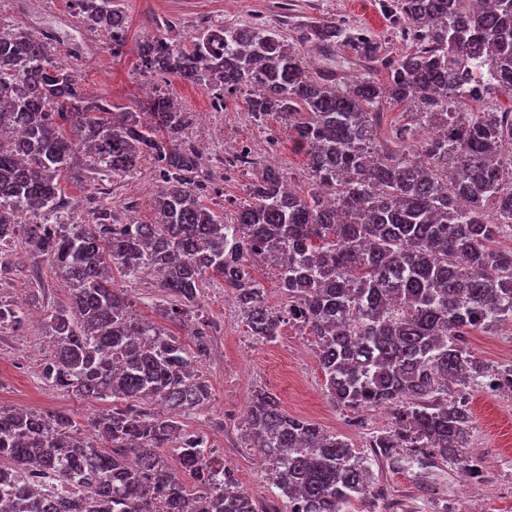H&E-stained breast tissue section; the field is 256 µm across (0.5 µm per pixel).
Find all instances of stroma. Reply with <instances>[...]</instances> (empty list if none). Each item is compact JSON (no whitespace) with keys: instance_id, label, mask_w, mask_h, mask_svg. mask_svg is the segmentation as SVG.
Masks as SVG:
<instances>
[{"instance_id":"obj_1","label":"stroma","mask_w":512,"mask_h":512,"mask_svg":"<svg viewBox=\"0 0 512 512\" xmlns=\"http://www.w3.org/2000/svg\"><path fill=\"white\" fill-rule=\"evenodd\" d=\"M128 18L127 46L122 56H113L110 39L103 33L82 29L68 9L67 0H0V22L49 36L69 54V64L82 88L124 109L136 107L146 91L166 93L196 119L185 132L195 145H208L214 131L226 142L254 145L259 166H275L287 172L292 185L307 188L308 175L303 151L288 128L254 121L247 111L245 93L230 96L223 109H215L206 90L169 76L144 80L135 70L138 42L168 36L170 31L189 37L206 23L232 26L261 20L277 25L282 37H294L306 23H353L368 29L382 53L394 54L399 44L380 0H122ZM205 173L217 187L210 206L224 220H231L237 207L249 202L247 192L254 173L245 168L218 164L213 153L203 155ZM153 163L143 159L139 173L117 181L110 192H102L90 172L80 178H65L63 192L75 203L73 218L88 220L84 206L88 197H101L109 207L122 211L125 221L149 224L155 219ZM26 272L0 281V300L23 302L27 314L21 326L0 330V406L29 410H64L76 422L110 410L111 401L80 398L48 387L41 367L53 349L44 332L45 305L66 303L68 292L53 274L46 257L25 249ZM128 295L134 313L154 318L157 306L167 304L156 286L153 272L140 281L117 279ZM42 290L44 304H31L29 296ZM203 312L215 323L210 354L198 364L211 387L205 410L181 416L188 429L206 435L216 456L235 472L242 489L260 507L277 503L276 490L260 467V458L244 436L245 411L256 392L269 393L289 415L311 421L325 432L336 434L362 453H369L373 436L389 429L392 417L386 408L350 410L334 406L326 397L316 343L307 332L283 325L276 341L255 342L243 312L222 280H205L200 290ZM470 351L488 366L512 362V322L501 323L493 332L466 336ZM473 416L467 451L480 459L496 460L486 469L479 491L459 486L453 465L429 461L426 468L411 464L403 469L383 461L367 468L371 482L400 502L403 512H437L443 502L455 503L460 512H512V394L488 398L479 388L469 390Z\"/></svg>"}]
</instances>
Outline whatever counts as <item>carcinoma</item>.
<instances>
[{
	"label": "carcinoma",
	"mask_w": 512,
	"mask_h": 512,
	"mask_svg": "<svg viewBox=\"0 0 512 512\" xmlns=\"http://www.w3.org/2000/svg\"><path fill=\"white\" fill-rule=\"evenodd\" d=\"M68 7L86 31L109 36L112 54L124 53L118 0ZM382 7L402 42L393 57L368 30L336 23L306 28L296 46L251 23L203 27L187 47L168 37L137 44L142 74L199 86L221 106L244 90L258 121L287 125L305 150L308 192L265 167L229 223L204 204L212 184L183 137L195 113L163 95L117 112L51 60L54 45L22 28L0 34V276L19 237L49 258L68 303L47 308L54 352L42 378L112 399L89 435L63 411L0 407V499L9 501L0 512H262L207 437L179 420L211 396L196 369L209 349L199 313L207 277L231 289L256 340L274 341L286 321L309 330L333 404L391 409L392 426L370 443L375 457L397 466L406 448L419 463L458 462L481 478L466 452L469 407L448 396V382L465 387L487 372L463 336L512 322V250L496 245L512 227V109L485 103L512 93V0ZM307 44L329 60L343 48L371 67L347 85L331 71L313 76ZM398 103L401 120L382 129L385 105ZM78 152L102 182L135 176L150 157L155 221L124 224L96 206L91 221L69 223L61 181ZM41 213L54 222L23 223ZM260 261L278 271L280 315L253 275ZM114 269L126 280L155 271L172 297L158 316L195 320L191 343L129 310ZM24 316L0 301V329ZM245 432L284 504L390 509L384 489L366 481V458L269 394L254 395Z\"/></svg>",
	"instance_id": "1"
}]
</instances>
